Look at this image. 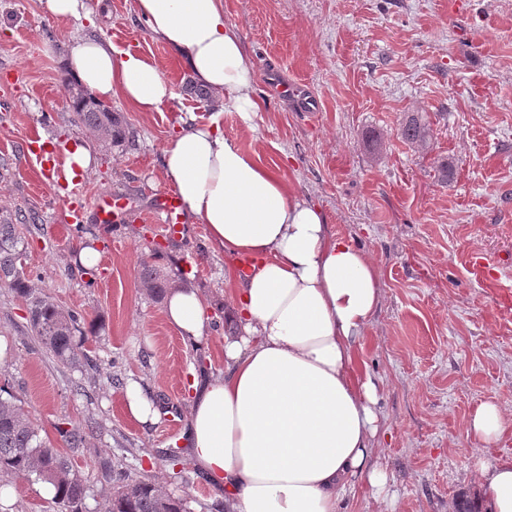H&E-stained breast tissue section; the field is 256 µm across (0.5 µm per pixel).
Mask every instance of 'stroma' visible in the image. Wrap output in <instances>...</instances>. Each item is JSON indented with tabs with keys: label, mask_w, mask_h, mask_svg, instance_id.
Segmentation results:
<instances>
[{
	"label": "stroma",
	"mask_w": 512,
	"mask_h": 512,
	"mask_svg": "<svg viewBox=\"0 0 512 512\" xmlns=\"http://www.w3.org/2000/svg\"><path fill=\"white\" fill-rule=\"evenodd\" d=\"M224 16L254 63L262 104L248 124L224 113L225 136L317 203L379 270L381 301L359 360L382 385L376 461L391 493L356 488L346 512H448L473 487L470 414L488 399L512 408V320L467 268L474 255L512 257V0H224ZM80 36L150 56L173 87L156 112L112 97L128 125L123 146L72 120L64 57ZM279 83L297 86V98L279 97ZM311 95L315 111H301ZM212 111L133 0H105L87 26L53 16L46 0H0V213L38 214L20 227L36 290L93 324L83 346L90 363L62 366L38 344L24 299L0 288V386L54 446L59 428L98 421L91 452L74 459L91 491L101 451L148 471L190 512H215L224 493L195 468L180 483L165 457L186 445L193 379L224 369V282L239 268L204 225L186 219L171 234L152 204L169 188L161 155L179 118ZM414 112L431 128L424 150L400 137ZM33 134L54 152L92 142L84 197L109 190L129 201L109 224L86 212L93 268L76 261L71 203L53 197L36 157L19 149ZM443 158L453 168L445 183ZM157 245L173 284L197 288L212 309L216 327L201 346L179 337L140 283ZM134 382L159 409L156 424L127 412ZM51 499L45 483L0 479V512H54Z\"/></svg>",
	"instance_id": "stroma-1"
}]
</instances>
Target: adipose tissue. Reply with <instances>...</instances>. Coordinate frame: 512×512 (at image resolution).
<instances>
[{"instance_id": "adipose-tissue-1", "label": "adipose tissue", "mask_w": 512, "mask_h": 512, "mask_svg": "<svg viewBox=\"0 0 512 512\" xmlns=\"http://www.w3.org/2000/svg\"><path fill=\"white\" fill-rule=\"evenodd\" d=\"M134 12L220 97L218 113L180 121L162 152L163 175L214 247L253 261L232 290L237 333L224 339V369L189 409L194 465L223 489L226 512H341L355 482L377 494L387 483L375 462L380 387L356 366L381 301L378 273L318 205L225 137L221 113L248 121L261 104L224 0H134ZM66 64L103 102L118 93L154 112L172 95L149 56L102 39H75ZM164 315L193 344L209 326L206 301L184 285L170 289ZM511 427L487 400L467 435L483 448ZM475 481L492 512H512V461L477 460Z\"/></svg>"}]
</instances>
